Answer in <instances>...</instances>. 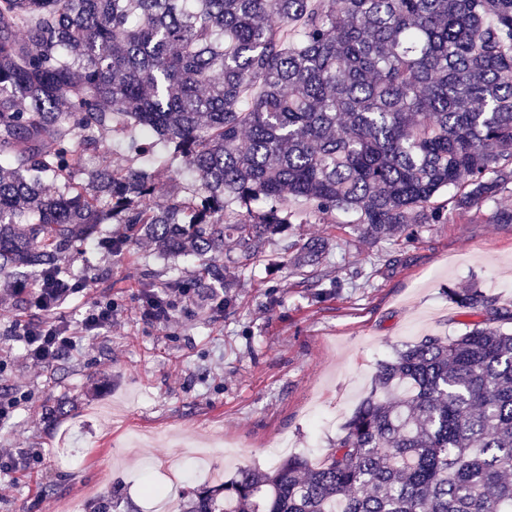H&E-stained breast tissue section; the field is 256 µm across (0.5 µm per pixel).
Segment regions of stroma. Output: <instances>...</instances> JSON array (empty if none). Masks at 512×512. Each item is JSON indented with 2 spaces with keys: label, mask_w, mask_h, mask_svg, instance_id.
<instances>
[{
  "label": "stroma",
  "mask_w": 512,
  "mask_h": 512,
  "mask_svg": "<svg viewBox=\"0 0 512 512\" xmlns=\"http://www.w3.org/2000/svg\"><path fill=\"white\" fill-rule=\"evenodd\" d=\"M292 238H328L325 264L339 287L304 279L282 241L270 259L239 278L231 304L199 287L198 264L158 258L146 242L121 252L95 246L66 254L78 282L60 313L79 319L92 300H112L120 325L83 340L48 370L29 367L12 334L41 313L0 305V394L18 399L0 423V448L42 451L45 469L0 477V512H73L118 497L126 512H150L145 482L168 486L161 512L190 497L193 467L175 432L210 438L226 477L275 463L269 446L316 460L370 391L381 362L423 336H457L476 315L448 298L479 288L512 302V224L468 216L427 224L410 242L372 241L343 224H296ZM154 277H146V270ZM171 282L164 324L143 315L148 291Z\"/></svg>",
  "instance_id": "1"
}]
</instances>
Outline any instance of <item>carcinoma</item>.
Here are the masks:
<instances>
[{
    "instance_id": "cac0c4a2",
    "label": "carcinoma",
    "mask_w": 512,
    "mask_h": 512,
    "mask_svg": "<svg viewBox=\"0 0 512 512\" xmlns=\"http://www.w3.org/2000/svg\"><path fill=\"white\" fill-rule=\"evenodd\" d=\"M128 129L156 170L86 168ZM0 158V274L20 280L132 242L103 224L224 289L293 224H512V0H0ZM174 161L193 194L162 191ZM327 249L285 247L309 279ZM451 295L483 319L381 364L319 463L242 469L183 512H512V309Z\"/></svg>"
}]
</instances>
